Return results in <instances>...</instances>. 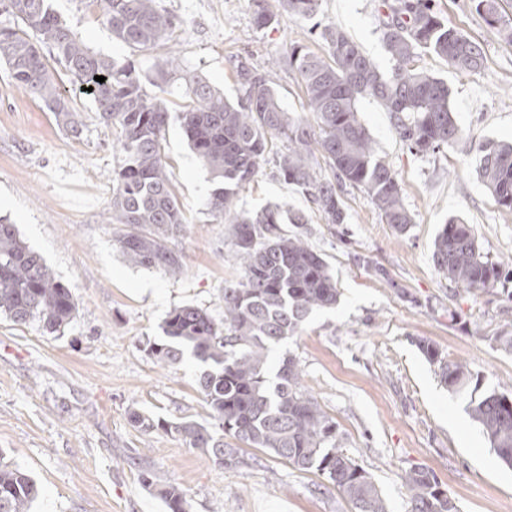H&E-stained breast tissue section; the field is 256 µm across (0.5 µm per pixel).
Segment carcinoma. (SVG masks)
<instances>
[{"instance_id":"cac0c4a2","label":"carcinoma","mask_w":512,"mask_h":512,"mask_svg":"<svg viewBox=\"0 0 512 512\" xmlns=\"http://www.w3.org/2000/svg\"><path fill=\"white\" fill-rule=\"evenodd\" d=\"M113 36L128 47L149 51L171 40L178 21L161 12L156 0H92ZM296 16L314 17L320 0H277ZM477 14L498 37L512 45V20L504 0H471ZM256 29L270 28L277 14L265 0H252ZM382 41L394 68L382 74L359 46L335 25L320 38L318 54L295 42L288 67L300 77L306 109L317 129L295 120L275 92L278 61L260 69L245 58L235 65L236 96L231 100L191 71L170 52L147 77L131 61L101 56L52 9L51 0H0V52L18 89L41 103L67 132L78 135L83 113L61 88V78L44 54L48 48L77 78L94 104L97 122L112 130L122 159L112 170V205L105 223L126 262L174 276L183 255L171 247L184 216L172 192L163 153L169 112L161 93L179 86L188 104L178 119L190 146L208 167L216 186L205 207L231 225L242 266L241 278L224 286V318L216 320L194 305L174 308L162 325L163 337L149 350L159 364H173L188 353L207 366L198 389L218 422L221 435L194 420L169 421L132 409L131 423L148 433L163 432L201 450L216 465L235 469L244 463L242 447L260 448L299 470L322 476L356 512H386L371 475L336 444V423L302 389V370L288 355L273 369L269 349L294 335L315 311L336 307L340 292L326 260L280 224L307 223L300 211L276 205L255 215L237 210L239 192L266 160L272 139L288 142L278 171L284 180L309 192L325 223H346L338 189L350 186L369 198L381 221L400 232L412 223L403 190L390 165L374 153L358 118V101L371 96L391 113L409 151L427 155L458 142L460 128L450 107L448 84L414 66L427 51L452 69L475 74L484 68L481 45L448 25L433 0H383ZM106 77L105 82L94 80ZM320 152L331 177L320 179L309 156ZM478 175L503 210L512 211V143L488 141L477 148ZM432 259L449 285L486 291L512 282V263L482 255L469 225L451 219L433 242ZM70 288L59 281L44 258L20 237L16 225L0 217V314L16 324L36 322L54 333L74 317ZM418 348L439 365L451 394H466L467 409L497 458L512 468V391L481 389L479 377L463 362L444 361L438 348L421 340ZM409 512H459L433 474L406 473ZM167 512H189L183 491L142 476ZM39 487L21 467L0 462V512H31Z\"/></svg>"}]
</instances>
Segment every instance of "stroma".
I'll return each instance as SVG.
<instances>
[{
    "label": "stroma",
    "mask_w": 512,
    "mask_h": 512,
    "mask_svg": "<svg viewBox=\"0 0 512 512\" xmlns=\"http://www.w3.org/2000/svg\"><path fill=\"white\" fill-rule=\"evenodd\" d=\"M449 25L486 53L477 74L453 70L421 53L419 68L445 81L462 137L454 147L412 155L389 112L371 97L358 116L374 152L394 169L413 222L406 232L381 222L359 190L342 191L346 221L324 224L306 193L262 163L239 194L254 214L267 205L303 211L309 222L284 225L327 261L341 296L313 313L299 333L269 352L270 363L296 357L303 385L336 424L337 441L372 475L387 512H407L405 471H432L459 512H505L512 505V468L503 465L467 410V397L448 392L438 368L417 346L433 343L445 361H466L482 387L512 388V354L495 341L507 321L502 290L450 295L432 261L433 241L450 218L469 224L489 260H512V212L500 209L476 171V148L512 142V45L470 7L469 0H435ZM181 26L170 45L184 65L235 95L232 56L254 64L285 55L302 42L325 53L314 23L336 24L383 73L393 61L380 32L379 0H320L315 19L280 12L266 30L252 24L251 0H157ZM56 14L94 52L133 59L149 70L155 53L117 40L89 0H52ZM85 128L74 137L51 112L15 87L0 59V216L16 224L77 304L73 320L49 333L0 315V457L29 472L40 495L32 512H166L142 484L150 474L181 488L190 512H355L323 477L249 448L236 470L164 433L134 427L130 409L168 420L206 424L198 390L202 370L191 356L167 366L150 354L169 312L184 304L224 315V285L238 280L230 227L205 207L212 176L188 145L178 112L182 91L171 88L164 153L185 224L172 242L185 256L170 276L129 265L104 217L112 170L120 154L111 130L97 124L88 96L72 76Z\"/></svg>",
    "instance_id": "35a3bbf8"
}]
</instances>
